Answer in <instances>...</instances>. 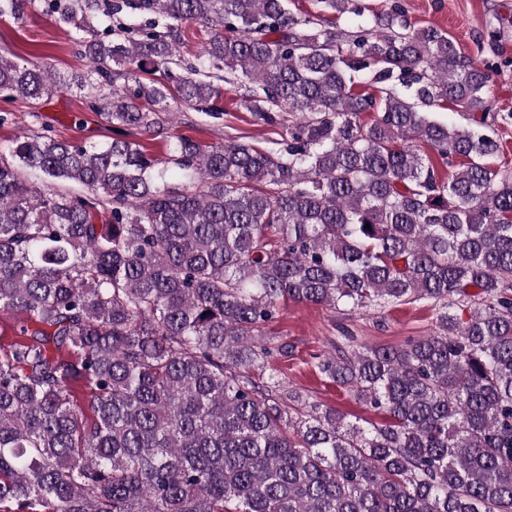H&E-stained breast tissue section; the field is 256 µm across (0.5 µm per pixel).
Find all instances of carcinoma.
<instances>
[{"label":"carcinoma","mask_w":512,"mask_h":512,"mask_svg":"<svg viewBox=\"0 0 512 512\" xmlns=\"http://www.w3.org/2000/svg\"><path fill=\"white\" fill-rule=\"evenodd\" d=\"M315 2L41 0L88 61L73 86L121 131L209 108L224 69L255 118L292 120L261 149L181 136L162 160L44 128L0 158V309L19 316L0 351V512H512V168L495 129L512 117L491 115L489 66L397 0ZM34 8L0 0V16ZM134 12L163 25L134 38ZM193 22L210 34L185 64ZM61 86L0 52V98ZM422 144L460 160L451 180ZM285 298L442 310L432 335L317 357L384 423L267 368L292 351L262 338Z\"/></svg>","instance_id":"carcinoma-1"}]
</instances>
